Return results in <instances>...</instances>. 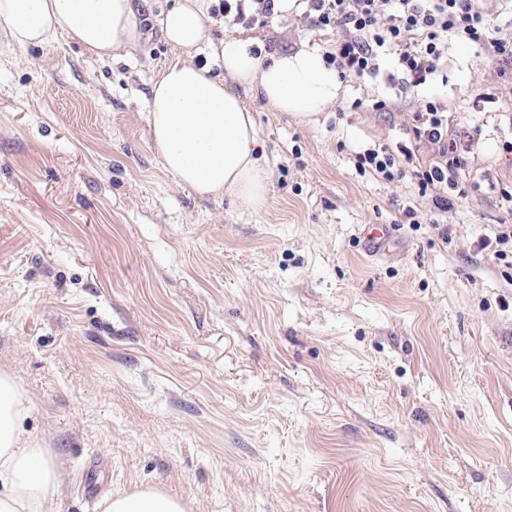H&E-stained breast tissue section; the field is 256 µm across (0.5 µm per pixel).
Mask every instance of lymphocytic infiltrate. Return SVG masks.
I'll list each match as a JSON object with an SVG mask.
<instances>
[{
	"label": "lymphocytic infiltrate",
	"mask_w": 512,
	"mask_h": 512,
	"mask_svg": "<svg viewBox=\"0 0 512 512\" xmlns=\"http://www.w3.org/2000/svg\"><path fill=\"white\" fill-rule=\"evenodd\" d=\"M277 0H216L210 14L246 27L267 24L276 15ZM312 27L335 30V49L328 64L341 77L374 75L383 52L396 53V71L412 85L423 84L448 61V41L481 46L488 56L512 63V36L491 37L486 0H297ZM431 146L433 163L406 172L414 147ZM463 148L448 133V109L436 100L424 101L415 114L409 144L398 150L368 148L356 153L354 168L389 182L412 175L420 193H432L439 213L448 212L465 190L459 181Z\"/></svg>",
	"instance_id": "1"
}]
</instances>
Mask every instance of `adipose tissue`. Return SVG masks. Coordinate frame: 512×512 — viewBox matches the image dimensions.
<instances>
[{
    "label": "adipose tissue",
    "mask_w": 512,
    "mask_h": 512,
    "mask_svg": "<svg viewBox=\"0 0 512 512\" xmlns=\"http://www.w3.org/2000/svg\"><path fill=\"white\" fill-rule=\"evenodd\" d=\"M209 0H174L161 24L177 50L203 48L204 65L174 60L159 74L147 101L152 140L165 170L204 196H229L250 206L267 196L269 173L256 155L252 114L236 92L256 88L270 110L307 119L335 101L339 74L316 48L260 58L237 39H214ZM0 26L21 46L64 35L88 54L110 58L138 42L135 0H0ZM28 400L0 372V512H37L59 484L56 466L21 427ZM104 512H185L156 489L118 495Z\"/></svg>",
    "instance_id": "adipose-tissue-1"
}]
</instances>
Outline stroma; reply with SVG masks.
I'll use <instances>...</instances> for the list:
<instances>
[{"instance_id": "1", "label": "stroma", "mask_w": 512, "mask_h": 512, "mask_svg": "<svg viewBox=\"0 0 512 512\" xmlns=\"http://www.w3.org/2000/svg\"><path fill=\"white\" fill-rule=\"evenodd\" d=\"M166 7L138 0L117 59L0 28V371L60 470L43 512L143 488L187 512H512V262L479 247L512 225V64L452 40L447 78L412 87L386 54L308 120L239 88L270 174L252 208L153 146ZM208 25L275 54L336 38L298 8ZM429 97L473 185L440 216L413 179L353 166L408 142ZM368 224L392 226L385 251Z\"/></svg>"}]
</instances>
